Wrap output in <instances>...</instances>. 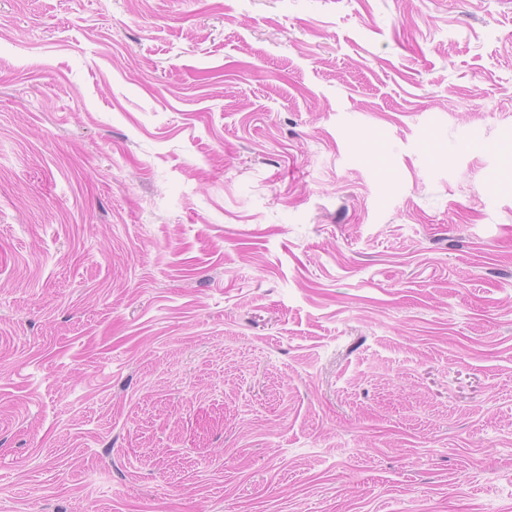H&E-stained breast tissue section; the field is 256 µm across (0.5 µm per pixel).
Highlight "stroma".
Returning a JSON list of instances; mask_svg holds the SVG:
<instances>
[{"instance_id": "1", "label": "stroma", "mask_w": 512, "mask_h": 512, "mask_svg": "<svg viewBox=\"0 0 512 512\" xmlns=\"http://www.w3.org/2000/svg\"><path fill=\"white\" fill-rule=\"evenodd\" d=\"M0 512H512V0H0Z\"/></svg>"}]
</instances>
